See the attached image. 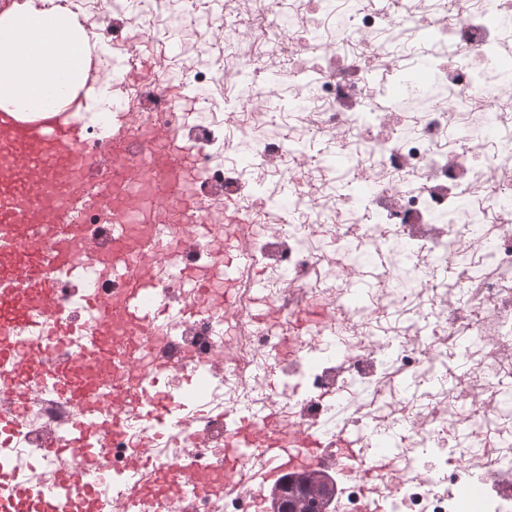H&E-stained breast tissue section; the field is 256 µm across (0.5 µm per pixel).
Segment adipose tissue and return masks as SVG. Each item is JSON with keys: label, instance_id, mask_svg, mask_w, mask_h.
<instances>
[{"label": "adipose tissue", "instance_id": "obj_1", "mask_svg": "<svg viewBox=\"0 0 512 512\" xmlns=\"http://www.w3.org/2000/svg\"><path fill=\"white\" fill-rule=\"evenodd\" d=\"M97 50L96 44L75 36L62 18L20 12L18 19L0 22V70L10 75L0 95L23 101L44 95L49 84L72 77L82 59Z\"/></svg>", "mask_w": 512, "mask_h": 512}]
</instances>
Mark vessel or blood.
<instances>
[{
  "label": "vessel or blood",
  "mask_w": 512,
  "mask_h": 512,
  "mask_svg": "<svg viewBox=\"0 0 512 512\" xmlns=\"http://www.w3.org/2000/svg\"><path fill=\"white\" fill-rule=\"evenodd\" d=\"M161 64L158 55L136 52L134 63L121 64L116 81L138 85ZM101 85L98 77L87 76L78 94L59 110L29 99L33 113L29 119L0 107V367L21 369L24 378L78 407L65 436L66 454L85 452L88 440L100 433L123 436L130 428L126 415H108L90 390L75 385L74 369H89L90 363L81 353L71 352L67 339L79 334L85 347L95 348L109 336L141 327L163 338L167 320L157 282L143 271L157 255L167 254L171 280L193 289L200 303L212 298L217 285L228 306L235 303L242 280H249L254 292L264 288L263 280L252 273L245 249L225 246L223 263L208 274L189 269L167 253L168 228L176 216L193 217L197 236L210 234L207 203L195 189L199 167L193 142L147 128L133 129L129 122L133 103L116 96L110 149L99 164L87 162L79 114ZM88 209L107 217L108 245L89 246L82 218ZM95 272L111 280L114 290L109 299L87 289L79 319L52 320L47 342L39 350H31L18 338V330L33 327L36 317L51 311L61 278L84 281ZM168 368L164 358H156L140 379L113 378L112 392L136 403L138 391L155 384ZM28 405L26 388H18L12 413L0 416V430L16 425ZM235 439L273 460L287 455L279 435L260 434L246 420ZM194 478L186 463L176 473L148 472L149 482L167 487Z\"/></svg>",
  "instance_id": "vessel-or-blood-1"
}]
</instances>
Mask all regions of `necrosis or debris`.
<instances>
[{
    "label": "necrosis or debris",
    "mask_w": 512,
    "mask_h": 512,
    "mask_svg": "<svg viewBox=\"0 0 512 512\" xmlns=\"http://www.w3.org/2000/svg\"><path fill=\"white\" fill-rule=\"evenodd\" d=\"M72 11L148 45L175 31L197 38L167 53L160 74L136 89L135 126L189 138L201 154V192L218 235L181 231L178 251L207 269L221 234L240 233L265 275L260 300L202 306L162 275L159 295L172 367L107 439L103 482L88 497L69 461L67 512H257L265 462L224 465L241 418L327 438L356 436L374 484L336 464L320 471L335 494L328 512H512V0H71ZM424 38L425 62H400L382 32ZM386 70L379 95L370 76ZM187 85L196 118L168 97ZM293 191L282 201L281 179ZM250 212L225 223L222 200ZM275 312L258 322L256 302ZM321 327L289 335L310 304ZM180 422H156L158 403ZM77 410L36 392L23 421L0 431V512H58L40 490L56 475L51 446ZM406 423L394 449L376 434ZM142 457L172 467L190 459L209 492L129 495ZM478 480L475 499L455 485ZM22 482L19 502L6 492Z\"/></svg>",
    "instance_id": "necrosis-or-debris-1"
}]
</instances>
